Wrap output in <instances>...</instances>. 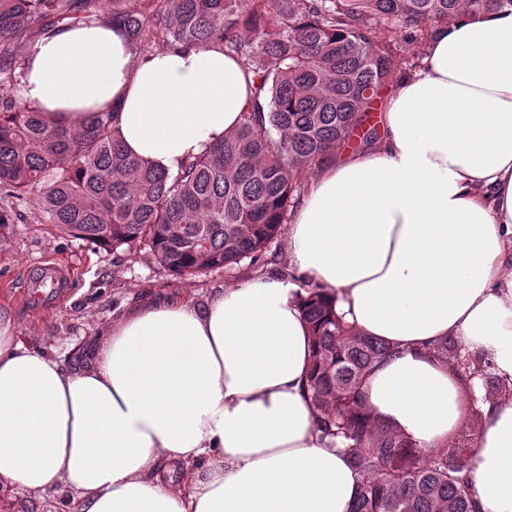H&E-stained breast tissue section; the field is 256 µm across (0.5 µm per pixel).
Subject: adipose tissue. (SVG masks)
<instances>
[{
    "instance_id": "1",
    "label": "adipose tissue",
    "mask_w": 512,
    "mask_h": 512,
    "mask_svg": "<svg viewBox=\"0 0 512 512\" xmlns=\"http://www.w3.org/2000/svg\"><path fill=\"white\" fill-rule=\"evenodd\" d=\"M25 58L28 104L74 129L116 108L128 153L169 172L233 132L253 93L219 48L136 57L100 21ZM380 122L310 177L288 229L294 274L245 278L201 307L148 301L100 328L76 368L27 347L0 308V492L60 488L77 512H349L360 477L321 439L307 385V278L397 347L361 398L420 447L466 423L430 344L455 340L512 385V9L435 26ZM475 425V512H512V397Z\"/></svg>"
}]
</instances>
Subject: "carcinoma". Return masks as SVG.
Instances as JSON below:
<instances>
[{
    "label": "carcinoma",
    "instance_id": "1",
    "mask_svg": "<svg viewBox=\"0 0 512 512\" xmlns=\"http://www.w3.org/2000/svg\"><path fill=\"white\" fill-rule=\"evenodd\" d=\"M0 0V193L39 190V207L63 231L114 250L147 247L174 277L264 269L292 201L336 147L377 137L370 113L380 90L416 67L412 45L460 11L480 16L512 0ZM94 19L121 25L131 49L218 47L254 74L238 128L175 172L124 152L116 111L75 130L46 119L18 95L31 38ZM303 313L311 329V399L322 436L336 438L360 475L352 512H474L465 469L476 429L448 445L420 448L372 416L360 399L367 373L397 354L341 321L311 284ZM430 353L483 401L512 387L490 363L452 340Z\"/></svg>",
    "mask_w": 512,
    "mask_h": 512
}]
</instances>
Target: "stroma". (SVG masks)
I'll list each match as a JSON object with an SVG mask.
<instances>
[{
	"label": "stroma",
	"instance_id": "35a3bbf8",
	"mask_svg": "<svg viewBox=\"0 0 512 512\" xmlns=\"http://www.w3.org/2000/svg\"><path fill=\"white\" fill-rule=\"evenodd\" d=\"M37 194L15 199L0 194V208L12 224L0 227V306L9 307L17 332L29 347L74 365L91 350L100 326L130 308L159 296H179L205 305L219 289L232 285L223 270L175 278L147 248L98 247L62 232L42 214ZM53 260L69 263L73 282L54 306L35 310L26 302L25 279L33 267ZM67 492L0 494V512H70Z\"/></svg>",
	"mask_w": 512,
	"mask_h": 512
}]
</instances>
